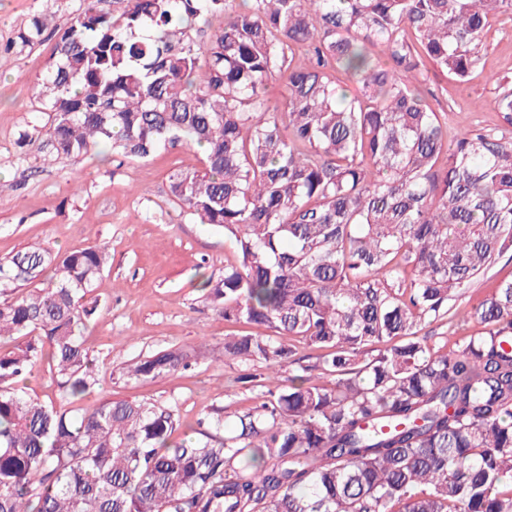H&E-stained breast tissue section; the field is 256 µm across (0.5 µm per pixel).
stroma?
Segmentation results:
<instances>
[{"mask_svg":"<svg viewBox=\"0 0 512 512\" xmlns=\"http://www.w3.org/2000/svg\"><path fill=\"white\" fill-rule=\"evenodd\" d=\"M80 6L81 0H0V258L34 243L55 253L106 246L108 266L92 291L99 313L86 341L97 361L94 397L176 405L178 441L206 414L220 412L234 422L264 394L263 387L236 383L240 361L215 363L206 355L225 337L249 329L225 320L202 288L205 280L223 279L236 253L222 229L187 216L170 192L175 172L200 168L199 148L162 149L142 160L105 146L71 159L34 149L20 159L16 140L36 121V87L54 55L55 30ZM37 10L50 19L44 40L9 47ZM484 43L481 64L467 83L433 72L424 86L427 102L448 114L449 140L499 122L489 77L512 78V14L491 18ZM510 277L512 259L504 257L475 278L455 301L451 318L431 325V346L451 350L480 332L469 311ZM169 347L193 348L202 356L191 369L151 382L120 378L122 362Z\"/></svg>","mask_w":512,"mask_h":512,"instance_id":"stroma-1","label":"stroma"}]
</instances>
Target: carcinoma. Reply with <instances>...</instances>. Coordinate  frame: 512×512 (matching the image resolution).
<instances>
[{
    "mask_svg": "<svg viewBox=\"0 0 512 512\" xmlns=\"http://www.w3.org/2000/svg\"><path fill=\"white\" fill-rule=\"evenodd\" d=\"M99 0L59 32L37 84L46 123L22 131L58 158L101 144L126 158L197 146L183 212L224 229L237 260L203 289L224 319L271 334L224 339L222 358L298 362L288 385L226 429L178 442L177 410L94 393L84 333L109 254L30 245L0 259V512H512V279L473 309L482 331L434 350L422 330L512 254V81L495 128L448 146L432 71L466 83L489 19L512 0ZM46 14L11 43L41 41ZM212 30L202 44L197 35ZM287 75L270 105L267 85ZM197 351L133 359L139 383ZM47 360L60 392L20 386ZM336 378L328 388L315 372Z\"/></svg>",
    "mask_w": 512,
    "mask_h": 512,
    "instance_id": "cac0c4a2",
    "label": "carcinoma"
}]
</instances>
